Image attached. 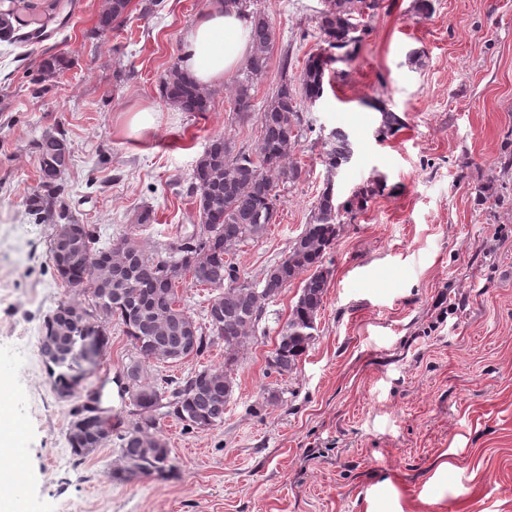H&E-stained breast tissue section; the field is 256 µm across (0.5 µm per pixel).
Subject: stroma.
<instances>
[{"label":"stroma","instance_id":"35a3bbf8","mask_svg":"<svg viewBox=\"0 0 512 512\" xmlns=\"http://www.w3.org/2000/svg\"><path fill=\"white\" fill-rule=\"evenodd\" d=\"M274 33L255 112L231 109L237 80L215 86L211 111L182 112L159 81L180 59L183 36L212 0H163L141 13L131 0L107 39L94 30L103 0H58L56 18L23 11L20 33L0 43V389L12 396L16 450L6 467L29 512H512V0H380L351 60L327 72L324 94L300 107L291 154L295 182L276 188L277 218L231 260L260 285L309 222L326 180L338 201L372 187L341 217L325 258L329 287L315 339L293 373L268 359L299 294L288 285L266 307L256 340L239 356L222 425L185 430L172 416L156 436L170 451L168 477L120 476V441L73 455V409L90 387L118 431L138 416L116 377L135 351L113 324L97 371L60 396L39 354L43 322L60 300L90 304L48 261L56 227L35 224L23 201L38 181L35 140L63 127L73 154L63 180L75 222L101 240L133 236L164 255L198 222L193 169L211 137L254 150L259 106L282 73L298 77L323 43V0H253ZM50 54L66 67L38 82ZM153 127L130 121L144 107ZM400 119L381 130V109ZM351 161L328 175L334 128ZM154 211L137 226L135 214ZM223 369L224 343L177 363H151L149 378ZM274 390L278 399L265 395Z\"/></svg>","mask_w":512,"mask_h":512}]
</instances>
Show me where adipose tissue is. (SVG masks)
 I'll return each instance as SVG.
<instances>
[{"label": "adipose tissue", "instance_id": "ef3b65f1", "mask_svg": "<svg viewBox=\"0 0 512 512\" xmlns=\"http://www.w3.org/2000/svg\"><path fill=\"white\" fill-rule=\"evenodd\" d=\"M245 27L243 17L225 11L221 0H213L184 34L183 72L203 88L222 83L249 53Z\"/></svg>", "mask_w": 512, "mask_h": 512}]
</instances>
